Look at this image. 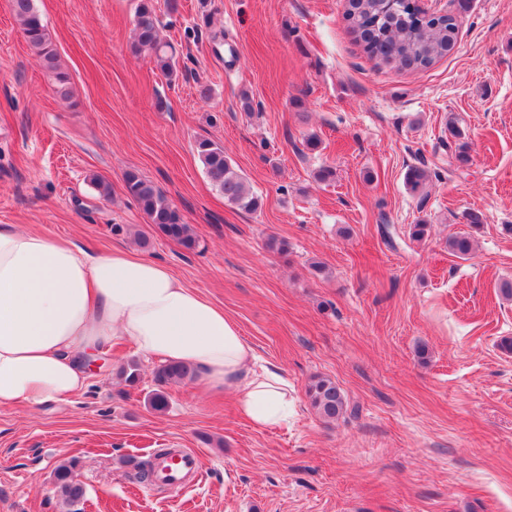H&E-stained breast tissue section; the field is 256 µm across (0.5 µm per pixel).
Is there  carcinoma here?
I'll use <instances>...</instances> for the list:
<instances>
[{"mask_svg": "<svg viewBox=\"0 0 512 512\" xmlns=\"http://www.w3.org/2000/svg\"><path fill=\"white\" fill-rule=\"evenodd\" d=\"M12 8L26 43L43 59L46 70L55 83L61 98L70 99V78L58 65L57 53L34 0H12ZM344 17L349 28L372 58L392 64L400 70H425L438 58L453 50L457 40V25L451 14L430 20L422 16L416 0H347ZM131 49L145 52L156 68L171 79L178 70V56L174 46L164 42L158 34V18L152 0H140L136 8ZM450 136L459 141L455 149L458 166L469 163L466 144L461 142L465 133L456 126L449 127ZM196 151L206 176L224 199L240 210L255 212L261 207L260 197L246 179L233 167L224 154V148L210 140H201ZM406 185L418 193L428 181L427 171L419 166L409 168ZM127 193L137 202L154 230L175 240L187 250L198 247V239L191 225L171 205L162 191L136 171L125 175ZM476 240L470 233L448 238V250L456 257L467 259L473 255ZM192 368L181 364H162L154 372L156 389L149 403L156 411L168 407L164 388L172 383L189 379ZM312 408L323 419L336 420L347 412V401L340 387L329 377L315 376L307 387ZM77 461L59 464L53 472V482L60 499L68 505L81 502L85 489L74 479Z\"/></svg>", "mask_w": 512, "mask_h": 512, "instance_id": "cac0c4a2", "label": "carcinoma"}]
</instances>
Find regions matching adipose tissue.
I'll return each instance as SVG.
<instances>
[{
	"instance_id": "adipose-tissue-1",
	"label": "adipose tissue",
	"mask_w": 512,
	"mask_h": 512,
	"mask_svg": "<svg viewBox=\"0 0 512 512\" xmlns=\"http://www.w3.org/2000/svg\"><path fill=\"white\" fill-rule=\"evenodd\" d=\"M119 338L194 368L202 391L234 395L253 425L293 409L282 371L259 364L223 309L167 266L0 224V406L70 401L87 384V359Z\"/></svg>"
}]
</instances>
